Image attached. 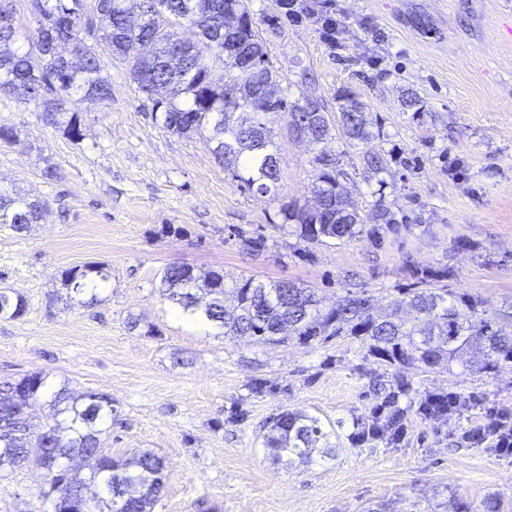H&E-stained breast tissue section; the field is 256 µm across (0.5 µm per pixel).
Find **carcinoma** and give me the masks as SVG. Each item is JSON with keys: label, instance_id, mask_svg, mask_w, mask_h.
Segmentation results:
<instances>
[{"label": "carcinoma", "instance_id": "cac0c4a2", "mask_svg": "<svg viewBox=\"0 0 512 512\" xmlns=\"http://www.w3.org/2000/svg\"><path fill=\"white\" fill-rule=\"evenodd\" d=\"M39 16L37 35L29 37L13 23L11 0H0V93L21 100H43V120L70 138L81 136L77 114L62 119L64 100L74 93L107 104L111 84L102 75V55L127 64L132 80L145 94L158 86L167 96L153 101L152 112L161 114L162 126L171 133L190 135L209 131L207 142L224 168L240 182V188L268 193L279 180L275 142L261 122L266 109L283 111L288 132L304 134L315 143L325 140L331 127L325 115L313 110L319 102L305 97L288 100V90L272 105L257 95L254 75L228 61L218 75L207 59L215 58L225 44H237L260 57L268 55L261 25L273 17L257 19L246 0H149L142 19L127 27L122 0H32ZM95 18L98 35L84 44L78 24L85 14ZM170 30L160 29V22ZM65 32L82 52L78 66L65 64L46 50L44 38ZM28 42L24 52L14 48L19 40ZM138 41L145 49L130 59L126 41ZM340 120L347 138L364 143L373 137L364 103L349 94L339 96ZM321 173L313 193L323 208L304 209L285 202L276 212L282 224L296 225L297 237L307 245H328L348 240L365 231L358 205L343 181L348 173L337 157H315ZM365 173L384 180L386 170L379 153L363 155ZM43 202L29 196L0 194V224L25 232L39 222ZM445 272L417 274L416 287L397 288L390 300L391 313L374 314L372 296L349 291L328 309L309 288L290 281L262 282L252 278L231 289L217 270L203 274L190 266L171 264L162 270L161 282L168 298L184 310L203 315L208 322L224 328L226 336H251L262 344L296 339L309 345L332 337L354 336L367 345L368 352L386 365L450 368L473 346L482 347V357L466 365L470 372L494 373L512 363V336L493 329L495 317L480 310V299L453 293L438 283ZM109 272L103 265L87 263L66 272L63 286L79 297L84 307L99 303L98 295L86 293L88 283L105 282ZM231 295L237 314L225 317L224 299ZM27 308L26 298L10 288H0V316L18 318ZM373 393L381 398L371 422L354 423L352 438L375 439L403 430V411L397 406L408 385L386 390L376 379ZM27 397L52 409V422L42 431L32 430ZM418 410L432 417L448 416V394L426 393L418 397ZM112 420V398L104 393L77 394L69 384L54 386L43 371L18 379L0 381V474L5 476L27 460V450L40 449L38 464L44 470V500L51 512H74L73 493L83 500L85 512H114V500L124 486L134 484L137 496L123 502V512H152L162 490L163 460L144 451L125 459L105 452L101 435ZM318 419L302 411L283 412L270 421L264 447L277 459L307 462L321 449L331 454Z\"/></svg>", "mask_w": 512, "mask_h": 512}]
</instances>
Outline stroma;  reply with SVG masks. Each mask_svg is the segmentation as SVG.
Returning a JSON list of instances; mask_svg holds the SVG:
<instances>
[{"mask_svg":"<svg viewBox=\"0 0 512 512\" xmlns=\"http://www.w3.org/2000/svg\"><path fill=\"white\" fill-rule=\"evenodd\" d=\"M340 26L328 42L313 16L266 33L289 100L322 99L331 135L310 145L289 137L286 116L263 115L277 149L279 180L265 196L242 190L205 137L179 136L152 116V102L128 68L105 61L112 85L104 106L81 95L82 136L47 125L43 106L0 94V125L16 140L0 146V193H29L46 205L25 233L0 224V288L27 300L0 318V379L44 371L76 392L112 399L103 446L113 457L151 451L165 464L154 512H433L451 494L481 506L490 495L512 512V456L463 441L486 407L512 411V364L492 375L386 366L351 336L328 343L262 344L203 333L172 319L161 272L170 264L242 279L291 281L324 306L365 290L385 310L413 270H444L449 291L481 298L494 313L512 304V0H324ZM362 101L377 136L343 133L337 97ZM416 95L419 110L406 108ZM386 161L367 179L364 152ZM339 156L367 227L328 246H306L276 224L280 205L314 206L319 153ZM389 208L395 224H379ZM377 235H370V228ZM263 235L245 250L234 229ZM109 265L108 290L83 307L62 286L65 271ZM155 335L130 330V315ZM432 393L462 392L479 406L450 417L406 410L397 442L348 440L370 419L374 378ZM263 383L255 392V383ZM318 418L331 454L311 462L275 459L263 446L282 412ZM33 465L0 477V512H46Z\"/></svg>","mask_w":512,"mask_h":512,"instance_id":"1","label":"stroma"}]
</instances>
